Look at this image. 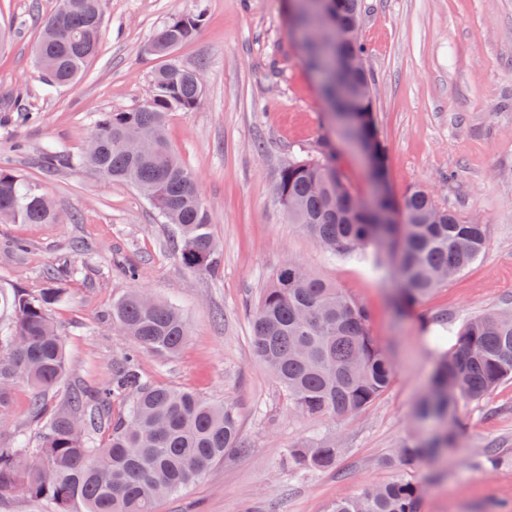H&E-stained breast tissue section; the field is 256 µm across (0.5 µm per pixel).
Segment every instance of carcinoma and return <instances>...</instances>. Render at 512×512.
Masks as SVG:
<instances>
[{
  "instance_id": "carcinoma-1",
  "label": "carcinoma",
  "mask_w": 512,
  "mask_h": 512,
  "mask_svg": "<svg viewBox=\"0 0 512 512\" xmlns=\"http://www.w3.org/2000/svg\"><path fill=\"white\" fill-rule=\"evenodd\" d=\"M331 16L297 4L296 33L312 34L302 43L306 64L333 61L336 51L363 57L360 36L336 47L331 25L347 26L362 14V0H334ZM104 0H59L40 21L36 63L54 87L76 81L97 53ZM203 21L196 12L171 18L153 35L155 56L168 62L153 76L149 100L130 111L102 112L93 121L100 148L73 157L55 147L40 155L47 168L77 166L141 192L161 223L171 226L182 264L213 272L221 255L211 232L209 212L194 175L168 142L148 155L124 149L128 138L150 137L171 112H191L205 85L194 77L206 72L201 62L188 68L171 58ZM356 131L370 140L375 173L382 178L384 150L374 115L357 99L349 104ZM274 195L288 218L321 247L336 254L370 247L389 249L396 263L399 309L418 303L433 289L466 269L483 253L487 225L439 205L432 194L412 187L400 205L387 197L381 208L397 212L401 223L380 224L377 212L344 181L329 151L318 159L293 158L277 175ZM18 224H51L50 199L36 184L0 168V215ZM72 274L53 267L48 287L34 291L0 289V414L9 413L5 386L13 381L32 388L35 416L43 419L38 447L20 440L0 448V499L17 492L43 505L44 512H156L158 501L186 487L230 452H246L238 407L216 403L185 390L149 383L130 354L112 368L96 391L73 390L66 403L49 411L46 396L64 379L67 360L62 337L48 308L64 298L56 284ZM112 326L132 337L139 348L160 356L176 354L188 329L179 310L134 289L112 304ZM251 348L278 384L288 409L308 419L348 418L371 405L389 386L393 368L370 335L368 317L336 285L290 260L260 294L251 320ZM512 381V313H488L466 321L453 344L443 350L416 419L429 425L418 442H405L396 459L440 458L455 438L449 418L463 403L478 401ZM126 402L122 416L111 405ZM336 436L303 438L288 446L286 466L301 472L336 468ZM417 484L396 479L361 494L336 499L330 512H416Z\"/></svg>"
}]
</instances>
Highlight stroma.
Masks as SVG:
<instances>
[{
    "label": "stroma",
    "instance_id": "35a3bbf8",
    "mask_svg": "<svg viewBox=\"0 0 512 512\" xmlns=\"http://www.w3.org/2000/svg\"><path fill=\"white\" fill-rule=\"evenodd\" d=\"M364 5L365 65L393 197L422 187L488 227L483 256L407 313L395 303L387 252L328 253L288 222L273 196L281 165L321 157L330 145L352 191L372 192L363 157L302 62L286 0H107L97 55L77 83L52 90L32 48L58 0H0V27L10 35L0 48V165L38 184L58 215L54 224H0V287L33 290L44 287L47 268L74 269L65 298L49 308L68 359L54 402L76 387H101L136 350L113 330L111 312L139 288L175 303L189 331L176 355L139 352L146 379L240 409L247 452L226 455L157 512H329L336 498L398 477L420 485L419 512H512V381L459 408L457 450L448 458L388 463L400 441L420 433L414 411L435 370L431 337H454L474 316L512 309V0ZM198 10L202 26L174 57L186 67L207 63L205 93L194 111L170 113L166 132L211 217L222 255L213 274L180 262L169 225L136 189L38 161L48 144L79 155L95 114L144 104L162 64L147 52L152 35ZM16 104L28 119L13 112ZM290 259L363 306L370 334L390 356L389 388L353 418L289 413L252 353L250 316ZM8 398L14 431L36 446L41 425L30 389L13 383ZM331 431L341 448L334 471L283 469L290 443Z\"/></svg>",
    "mask_w": 512,
    "mask_h": 512
}]
</instances>
